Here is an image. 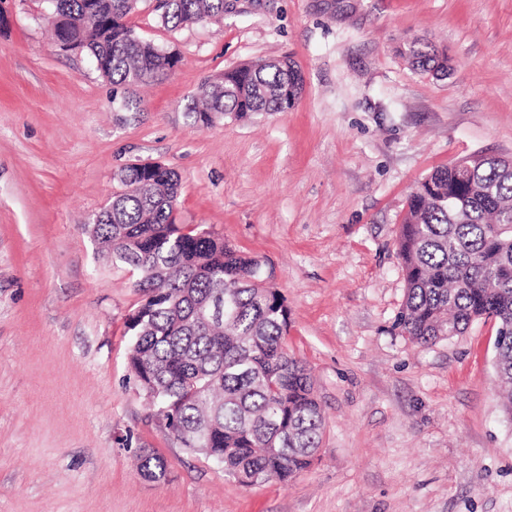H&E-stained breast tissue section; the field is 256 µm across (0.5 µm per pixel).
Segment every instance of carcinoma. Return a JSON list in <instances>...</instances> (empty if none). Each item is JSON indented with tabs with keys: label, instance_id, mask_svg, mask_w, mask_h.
<instances>
[{
	"label": "carcinoma",
	"instance_id": "cac0c4a2",
	"mask_svg": "<svg viewBox=\"0 0 512 512\" xmlns=\"http://www.w3.org/2000/svg\"><path fill=\"white\" fill-rule=\"evenodd\" d=\"M142 0H56L54 35L87 51L121 107L140 109L130 90L172 71L179 59L129 23ZM165 26L224 17V0H158ZM416 69L449 75L448 58L418 41L406 52ZM288 58L245 63L204 80L184 111L196 126L219 117L286 112L303 91ZM125 186L88 231L98 252L134 270L144 299L129 317L128 364L138 388L187 450L223 459L237 480L286 483L307 470L325 418L306 366L288 352V308L274 272L204 224L176 222L181 178L163 164L128 165ZM406 283L397 326L426 346L481 319L496 325L495 368L512 417V162L485 154L438 168L407 200L396 239ZM224 293V322L200 319ZM138 472L167 477L163 457L144 451Z\"/></svg>",
	"mask_w": 512,
	"mask_h": 512
}]
</instances>
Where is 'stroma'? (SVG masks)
<instances>
[{
	"mask_svg": "<svg viewBox=\"0 0 512 512\" xmlns=\"http://www.w3.org/2000/svg\"><path fill=\"white\" fill-rule=\"evenodd\" d=\"M45 12L10 0L0 26V512H512L494 323L412 343L395 244L433 169L512 159V0H226L223 19L177 28L142 0L131 24L180 61L136 87L137 112ZM415 40L450 77L413 69ZM283 57L304 77L290 110L191 124L204 79ZM139 160L180 173L178 223L274 270L325 416L293 481L226 476L133 380L126 321L143 296L87 225ZM144 448L166 481L138 474Z\"/></svg>",
	"mask_w": 512,
	"mask_h": 512,
	"instance_id": "obj_1",
	"label": "stroma"
}]
</instances>
